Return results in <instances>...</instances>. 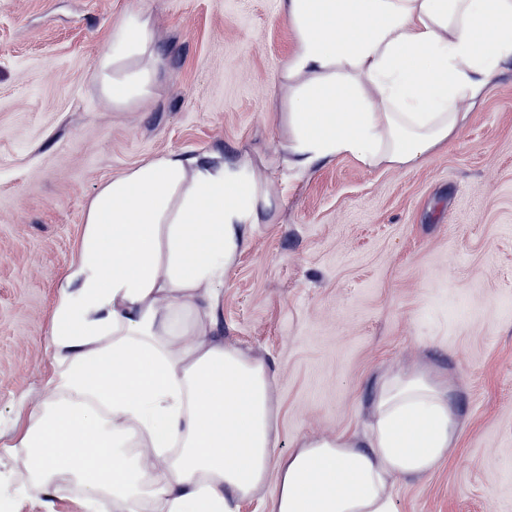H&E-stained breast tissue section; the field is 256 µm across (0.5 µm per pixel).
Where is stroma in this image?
<instances>
[{"mask_svg":"<svg viewBox=\"0 0 512 512\" xmlns=\"http://www.w3.org/2000/svg\"><path fill=\"white\" fill-rule=\"evenodd\" d=\"M149 16L150 94L115 106L96 59ZM279 0H0V512H82L30 483L18 442L59 368L50 331L100 185L170 151L262 166L287 109ZM273 206L219 287L224 340L270 366L280 456L364 430L378 379L449 378L458 445L393 488L395 512H512V67L414 169L350 156L274 175Z\"/></svg>","mask_w":512,"mask_h":512,"instance_id":"obj_1","label":"stroma"}]
</instances>
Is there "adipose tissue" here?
Segmentation results:
<instances>
[{
    "mask_svg": "<svg viewBox=\"0 0 512 512\" xmlns=\"http://www.w3.org/2000/svg\"><path fill=\"white\" fill-rule=\"evenodd\" d=\"M295 36L282 72L287 133L273 165L305 175L343 156L416 168L447 144L512 63V0H279ZM161 57L149 20L112 29L104 96H145ZM267 170L171 151L104 182L60 284L51 343L64 365L21 440L44 486L73 480L86 512H233L270 471L271 512H395L397 481L457 446L448 381L382 376L367 432L276 454L270 370L224 342L218 287L273 206Z\"/></svg>",
    "mask_w": 512,
    "mask_h": 512,
    "instance_id": "adipose-tissue-1",
    "label": "adipose tissue"
}]
</instances>
